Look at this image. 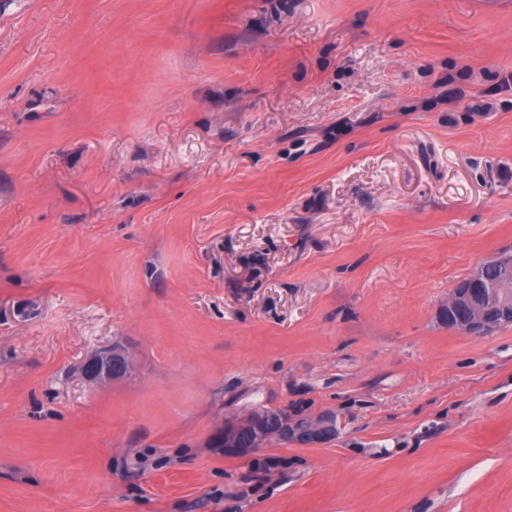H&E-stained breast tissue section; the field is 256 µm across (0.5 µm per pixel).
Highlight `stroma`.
Returning <instances> with one entry per match:
<instances>
[{
    "instance_id": "stroma-1",
    "label": "stroma",
    "mask_w": 512,
    "mask_h": 512,
    "mask_svg": "<svg viewBox=\"0 0 512 512\" xmlns=\"http://www.w3.org/2000/svg\"><path fill=\"white\" fill-rule=\"evenodd\" d=\"M508 75L512 0H0V512H512ZM486 261L474 266L448 297L449 329L464 335H485L512 326V264L498 267ZM489 279H487L486 274ZM495 279V280H493ZM132 369L130 356L117 344L96 353L83 365L84 375L99 382L125 378L131 374ZM336 418L326 414L301 418L288 409L257 408L240 418L224 421L213 446L225 456L248 458L271 437L306 447L326 444L336 437Z\"/></svg>"
}]
</instances>
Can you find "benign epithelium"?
Segmentation results:
<instances>
[{"label":"benign epithelium","mask_w":512,"mask_h":512,"mask_svg":"<svg viewBox=\"0 0 512 512\" xmlns=\"http://www.w3.org/2000/svg\"><path fill=\"white\" fill-rule=\"evenodd\" d=\"M486 263L474 266L448 297V328L464 335H485L512 326V264L501 267L497 279L489 280ZM128 353L114 344L89 358L84 375L99 382L118 380L131 374ZM336 418L331 414L302 418L286 409L257 408L240 418L224 421L213 446L224 455L248 458L270 438L306 447L326 444L336 437Z\"/></svg>","instance_id":"1"}]
</instances>
